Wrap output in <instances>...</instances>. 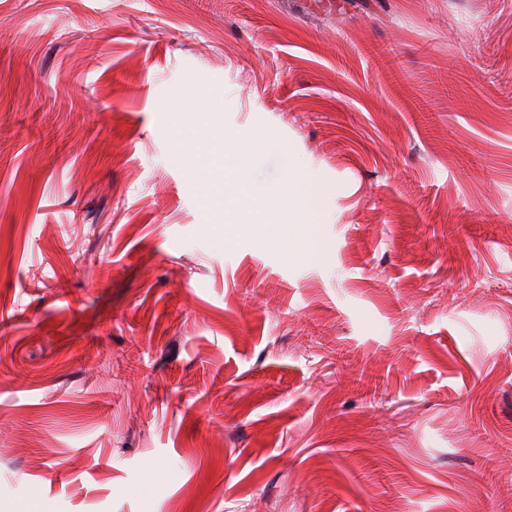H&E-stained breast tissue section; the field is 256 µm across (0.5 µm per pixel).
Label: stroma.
Returning a JSON list of instances; mask_svg holds the SVG:
<instances>
[{
  "label": "stroma",
  "mask_w": 512,
  "mask_h": 512,
  "mask_svg": "<svg viewBox=\"0 0 512 512\" xmlns=\"http://www.w3.org/2000/svg\"><path fill=\"white\" fill-rule=\"evenodd\" d=\"M273 134L318 262L197 156ZM512 0H0V512H512Z\"/></svg>",
  "instance_id": "obj_1"
}]
</instances>
